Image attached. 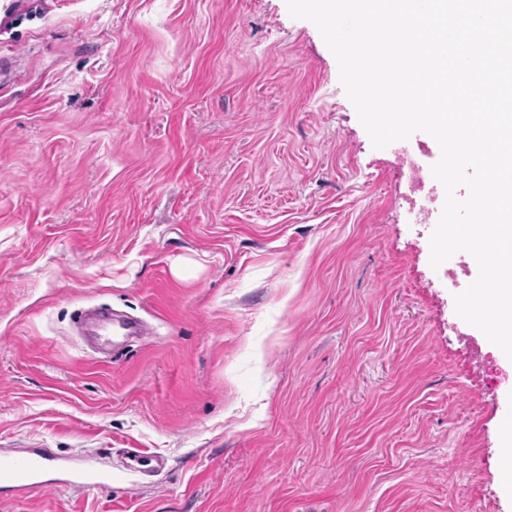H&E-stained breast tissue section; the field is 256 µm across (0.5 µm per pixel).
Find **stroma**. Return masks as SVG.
I'll return each instance as SVG.
<instances>
[{"label":"stroma","mask_w":512,"mask_h":512,"mask_svg":"<svg viewBox=\"0 0 512 512\" xmlns=\"http://www.w3.org/2000/svg\"><path fill=\"white\" fill-rule=\"evenodd\" d=\"M407 194L285 0L0 11V449L127 474L0 512H512V361ZM94 305L154 333L94 353Z\"/></svg>","instance_id":"obj_1"}]
</instances>
